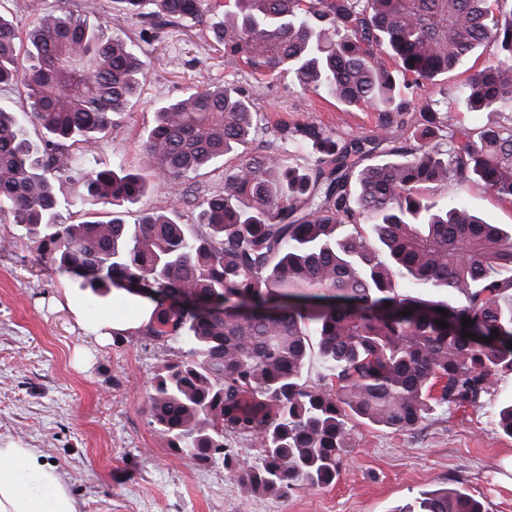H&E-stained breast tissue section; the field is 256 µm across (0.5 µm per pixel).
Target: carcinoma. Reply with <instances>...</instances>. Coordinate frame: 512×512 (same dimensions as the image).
Wrapping results in <instances>:
<instances>
[{"label":"carcinoma","instance_id":"obj_1","mask_svg":"<svg viewBox=\"0 0 512 512\" xmlns=\"http://www.w3.org/2000/svg\"><path fill=\"white\" fill-rule=\"evenodd\" d=\"M113 2L158 26L201 17L200 0ZM505 3L234 0L214 28L225 58L257 82L286 70L303 92L374 112L375 127L351 139L314 123L284 131L299 147L313 143L314 168L301 173L286 164L295 155L270 146L245 154L225 170L224 191L197 198L191 228L155 209L129 225L119 208L159 181L186 198L187 173L249 143L264 118L255 92L200 81L159 106L140 173L81 163L72 148L92 151L139 94L140 48L73 14H47L22 38L0 14V85L20 84L27 98L21 115L0 107V215L86 297L115 288L155 302L145 334L188 349L159 366L148 412L185 460L221 458L255 493L329 487L352 446L351 420L412 430L438 407H483L512 374V231L449 192L476 180L512 202V9L497 16ZM491 47L494 61L459 94L467 109L502 121L443 140L448 112L419 104L417 90ZM29 123L44 130L40 142ZM370 155L380 161L365 163ZM67 184L83 191L59 196ZM63 205L115 211L67 224ZM169 293L187 303H168ZM314 348L325 373L309 384ZM492 413L512 437V403ZM227 431L257 444L256 463L234 457ZM398 512L484 508L443 488Z\"/></svg>","mask_w":512,"mask_h":512}]
</instances>
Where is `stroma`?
<instances>
[{
    "label": "stroma",
    "instance_id": "35a3bbf8",
    "mask_svg": "<svg viewBox=\"0 0 512 512\" xmlns=\"http://www.w3.org/2000/svg\"><path fill=\"white\" fill-rule=\"evenodd\" d=\"M224 3L203 0L200 20L156 33L111 0H0V13L23 32L46 14L72 11L141 46L148 63L142 91L93 152L133 172L157 105L200 80L255 85L256 108L267 118L259 143L283 124L314 123L345 138L370 133L373 113L302 92L285 72L255 83L243 66L225 60L212 33ZM470 68L466 62L438 77L418 98L449 111L455 124L478 129L497 116L467 111L461 102L457 90ZM457 191L488 223L512 226V204L475 184ZM72 288L69 275L39 259L19 225L0 219V444L38 449L79 512H396L422 492L445 487L464 488L486 512H512V438L490 413L512 401V375L499 380L484 408L439 409L413 431L351 421L352 446L334 485L285 497L254 495L223 460L204 466L183 460L150 421L155 372L183 354L184 344L138 333L100 345L67 307Z\"/></svg>",
    "mask_w": 512,
    "mask_h": 512
}]
</instances>
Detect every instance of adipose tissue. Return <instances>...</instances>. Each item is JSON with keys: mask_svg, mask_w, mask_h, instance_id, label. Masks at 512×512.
Wrapping results in <instances>:
<instances>
[{"mask_svg": "<svg viewBox=\"0 0 512 512\" xmlns=\"http://www.w3.org/2000/svg\"><path fill=\"white\" fill-rule=\"evenodd\" d=\"M139 308L136 318L112 315L87 320L75 298H68L71 313L80 325L88 326L99 341L107 342L113 333H135L150 320L154 304L134 296ZM0 512H79L78 505L60 474L42 462L37 449L17 443L0 447Z\"/></svg>", "mask_w": 512, "mask_h": 512, "instance_id": "adipose-tissue-1", "label": "adipose tissue"}]
</instances>
